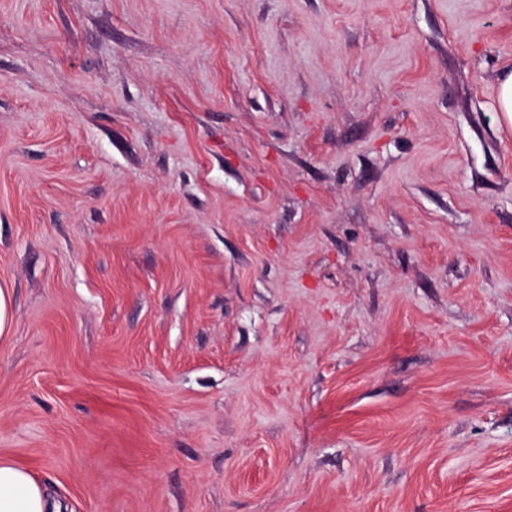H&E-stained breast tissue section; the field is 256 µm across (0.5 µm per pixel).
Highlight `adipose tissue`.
<instances>
[{"mask_svg":"<svg viewBox=\"0 0 512 512\" xmlns=\"http://www.w3.org/2000/svg\"><path fill=\"white\" fill-rule=\"evenodd\" d=\"M0 512H65V507L31 472L0 458Z\"/></svg>","mask_w":512,"mask_h":512,"instance_id":"ef3b65f1","label":"adipose tissue"}]
</instances>
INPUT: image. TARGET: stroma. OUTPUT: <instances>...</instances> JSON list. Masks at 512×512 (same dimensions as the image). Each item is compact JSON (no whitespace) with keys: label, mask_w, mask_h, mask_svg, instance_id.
Masks as SVG:
<instances>
[{"label":"stroma","mask_w":512,"mask_h":512,"mask_svg":"<svg viewBox=\"0 0 512 512\" xmlns=\"http://www.w3.org/2000/svg\"><path fill=\"white\" fill-rule=\"evenodd\" d=\"M512 0H0V457L67 512H512ZM499 112L508 128H512V71L507 70L499 81ZM14 326L13 301L10 288L0 286V339L9 337Z\"/></svg>","instance_id":"obj_1"}]
</instances>
